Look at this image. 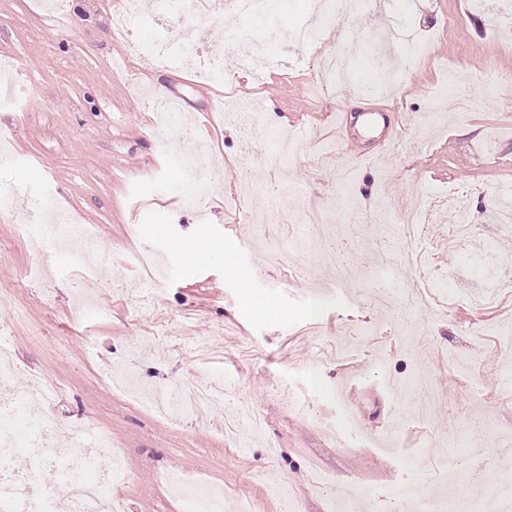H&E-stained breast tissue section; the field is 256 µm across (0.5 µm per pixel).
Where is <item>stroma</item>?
Returning <instances> with one entry per match:
<instances>
[{"label": "stroma", "instance_id": "obj_1", "mask_svg": "<svg viewBox=\"0 0 512 512\" xmlns=\"http://www.w3.org/2000/svg\"><path fill=\"white\" fill-rule=\"evenodd\" d=\"M317 0H276L263 16L242 20L227 0H206L197 18L199 45L227 31L261 41L278 60L254 86L235 56L219 81L195 90L200 57L181 72L152 56L133 55L114 36L119 0H64L47 13L42 0H0V59L13 64L14 109L0 108V190L45 200L42 224L57 208L94 225L97 274L43 249L22 210L0 212V287L21 285L26 317L0 306V339L12 350L16 391L37 383L53 392L55 415L75 425L94 420L121 448L130 473L118 487V512H184L161 480L179 472L224 492V512H409L401 489L430 486L469 503L512 477V296L496 309L481 303L483 284L512 271L496 254L482 266L474 244L448 245L453 206L440 207L419 243L433 270L391 267L403 248L388 232L415 197L463 193L477 238L501 243L493 212L512 196V16L471 10L469 0H372L348 14L338 34L311 48L285 42L310 21ZM407 20L430 57L399 58L402 84H386L367 46L391 17ZM335 49L349 69L340 101L317 89L318 60ZM482 73L466 89L478 106L437 107L449 66ZM256 98L262 121L298 151L284 158L264 148L243 165L239 128L217 122L218 91ZM151 94L173 101L187 120L167 148L151 136ZM380 108L399 137L369 161L342 143V108ZM224 161L222 183L202 204L187 206L192 154ZM262 186L265 208L246 219L236 207L240 179ZM331 217L334 252L315 266L277 264L303 222L305 200ZM202 259H194V252ZM449 277L452 309L415 308L399 292L391 306L376 292ZM106 317L74 320L79 296ZM128 367L147 387L196 381L224 386V402L207 419L143 406L117 385L110 366ZM434 385L426 419L401 415L404 389L420 374ZM261 412L260 432L239 438L244 408ZM482 434L489 453L467 454Z\"/></svg>", "mask_w": 512, "mask_h": 512}]
</instances>
